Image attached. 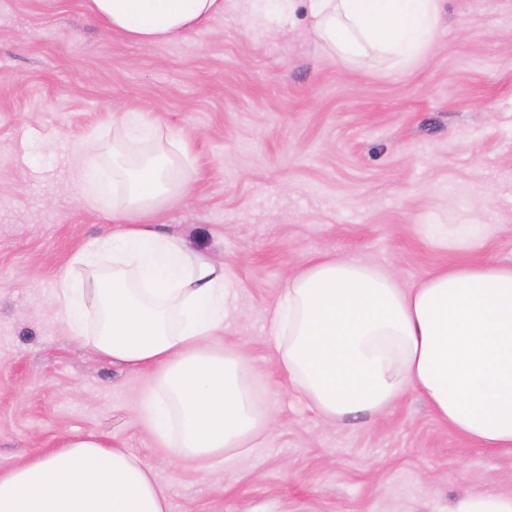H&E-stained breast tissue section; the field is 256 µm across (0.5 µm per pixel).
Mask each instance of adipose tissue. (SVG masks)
Segmentation results:
<instances>
[{
    "label": "adipose tissue",
    "mask_w": 512,
    "mask_h": 512,
    "mask_svg": "<svg viewBox=\"0 0 512 512\" xmlns=\"http://www.w3.org/2000/svg\"><path fill=\"white\" fill-rule=\"evenodd\" d=\"M442 0H276L340 59L403 61L434 39ZM129 41L183 36L224 13V0H87ZM172 181L152 159L112 199L115 224L74 256L55 285L67 325L99 357L147 371L142 413L179 461L246 452L275 417L243 347L218 345L237 285L223 263L159 233L145 217ZM467 253L491 224H418ZM289 391L327 422L380 413L416 393L477 447L512 453V262L483 259L427 274L413 288L361 256L325 254L284 279L268 319ZM0 512H169L151 466L94 438L67 441L0 471Z\"/></svg>",
    "instance_id": "obj_1"
}]
</instances>
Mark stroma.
I'll return each instance as SVG.
<instances>
[{
	"label": "stroma",
	"mask_w": 512,
	"mask_h": 512,
	"mask_svg": "<svg viewBox=\"0 0 512 512\" xmlns=\"http://www.w3.org/2000/svg\"><path fill=\"white\" fill-rule=\"evenodd\" d=\"M175 132V191L148 223L238 284L218 344L246 348L276 408L267 440L175 461L140 418L148 376L72 336L57 280L112 222L78 166L150 150L116 119ZM496 225L475 258L512 261V0H443L417 60L343 61L301 19L268 29L225 0L186 36L140 45L85 0H0V470L95 436L146 461L169 512H448L512 492V454L479 448L414 393L327 423L289 394L267 316L288 271L364 256L415 285L460 262L416 224Z\"/></svg>",
	"instance_id": "obj_1"
}]
</instances>
